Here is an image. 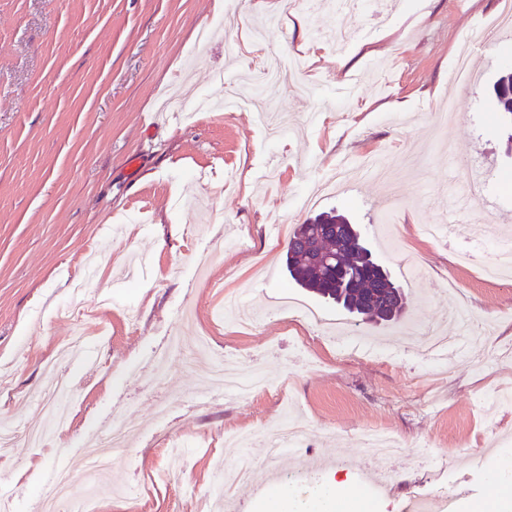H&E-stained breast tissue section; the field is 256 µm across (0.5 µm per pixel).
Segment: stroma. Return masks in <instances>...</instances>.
<instances>
[{"label":"stroma","instance_id":"obj_1","mask_svg":"<svg viewBox=\"0 0 512 512\" xmlns=\"http://www.w3.org/2000/svg\"><path fill=\"white\" fill-rule=\"evenodd\" d=\"M0 0V427L46 424L35 395L46 366L70 338L54 310L86 314L93 361L71 368L80 393L68 427L44 446L0 445L14 512H35L36 491L101 431L127 420L140 433L112 453L104 483L88 491L95 512H174L186 482L221 483L218 463L238 454L226 439L291 412L309 433L298 454L251 455L256 478L238 485L231 512H266L270 486H292L311 464L315 512L337 466L356 456L366 429L403 445L385 463L349 467L348 486L379 497L373 512H404L413 496L458 493V512L493 496L488 469L512 456V408L478 396L512 390V277L484 279L457 264L488 225L512 230L507 134L488 122L489 97L512 66V24L501 0H373L327 14L283 9L265 44L250 29L271 17L267 0ZM464 84L451 79L462 45ZM299 57L303 69L268 89L288 126L267 138L255 109L204 112L236 92L242 65ZM454 100L444 126L428 113ZM408 156L398 177L362 182L371 156ZM346 170L335 192L299 209L330 168ZM455 209L451 241L421 227ZM358 224L406 293L398 322L358 323L334 303L289 282L286 240L317 213ZM257 310L243 330L219 315L225 295ZM474 316V338L445 369L422 351L423 329L453 306ZM317 320L303 318L299 307ZM183 352L159 363L169 337ZM208 359L185 352L200 339ZM259 362L272 388L254 397L194 398L209 387V358ZM169 404L158 423L159 399ZM190 450L187 471L160 482L170 441ZM430 442L438 464L413 448ZM22 479H15V472Z\"/></svg>","mask_w":512,"mask_h":512}]
</instances>
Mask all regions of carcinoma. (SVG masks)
I'll return each instance as SVG.
<instances>
[{
    "mask_svg": "<svg viewBox=\"0 0 512 512\" xmlns=\"http://www.w3.org/2000/svg\"><path fill=\"white\" fill-rule=\"evenodd\" d=\"M492 110L512 119V71L498 78ZM320 254L330 260L315 262ZM378 265L354 225L334 210L298 225L286 250V271L300 287L367 320L391 322L402 312L404 295L390 273L380 271Z\"/></svg>",
    "mask_w": 512,
    "mask_h": 512,
    "instance_id": "carcinoma-1",
    "label": "carcinoma"
}]
</instances>
